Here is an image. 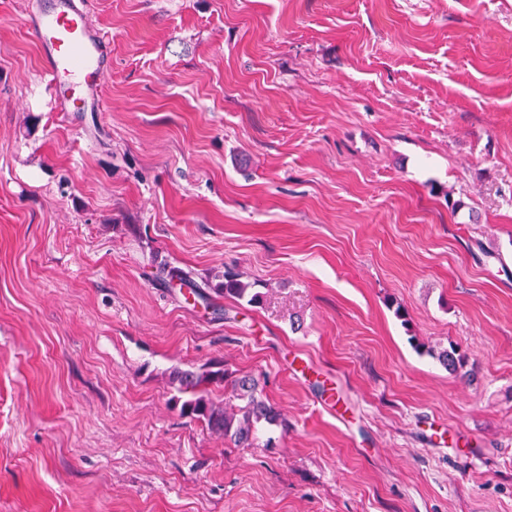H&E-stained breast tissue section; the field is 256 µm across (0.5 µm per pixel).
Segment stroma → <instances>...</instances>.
I'll return each instance as SVG.
<instances>
[{"mask_svg": "<svg viewBox=\"0 0 512 512\" xmlns=\"http://www.w3.org/2000/svg\"><path fill=\"white\" fill-rule=\"evenodd\" d=\"M84 2L101 112L0 0V512H512V0ZM251 285L241 280V274L227 270L224 272V284L218 288V292L224 294V297L236 300H246L250 305L257 304L261 295L253 292ZM412 339L415 342L416 350L420 349L423 353L433 357L452 373H458L467 365L468 356L454 344H449L448 348L437 351L433 347L419 342L416 337ZM169 384L181 396L180 414L203 423L212 432L229 438L238 448H257L259 426L276 425L281 413L261 396L259 381L251 375L230 380L226 370L172 368ZM224 383L225 401L212 396L211 386ZM226 390L229 392L226 393ZM237 403H233V402Z\"/></svg>", "mask_w": 512, "mask_h": 512, "instance_id": "35a3bbf8", "label": "stroma"}]
</instances>
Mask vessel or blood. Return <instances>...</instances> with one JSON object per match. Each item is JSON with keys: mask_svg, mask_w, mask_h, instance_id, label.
<instances>
[{"mask_svg": "<svg viewBox=\"0 0 512 512\" xmlns=\"http://www.w3.org/2000/svg\"><path fill=\"white\" fill-rule=\"evenodd\" d=\"M43 55L49 92L59 111H75V94L98 104L111 41L95 28L82 0H42L29 19Z\"/></svg>", "mask_w": 512, "mask_h": 512, "instance_id": "1", "label": "vessel or blood"}]
</instances>
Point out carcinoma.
<instances>
[{
    "label": "carcinoma",
    "mask_w": 512,
    "mask_h": 512,
    "mask_svg": "<svg viewBox=\"0 0 512 512\" xmlns=\"http://www.w3.org/2000/svg\"><path fill=\"white\" fill-rule=\"evenodd\" d=\"M218 292L226 298L243 300L250 305L257 304L261 295L252 291L250 284L241 280V275L227 270L224 284ZM415 349L436 359L448 371L457 373L468 362V356L451 344L440 351L419 341ZM169 384L179 394L180 414L192 421L205 425L212 432L230 439L238 448L257 447L259 426L275 425L281 420V413L268 404L261 396L259 381L251 375L228 379L225 370L202 372L174 367L170 370ZM224 385L229 396L219 401L212 396L211 386Z\"/></svg>",
    "instance_id": "cac0c4a2"
}]
</instances>
